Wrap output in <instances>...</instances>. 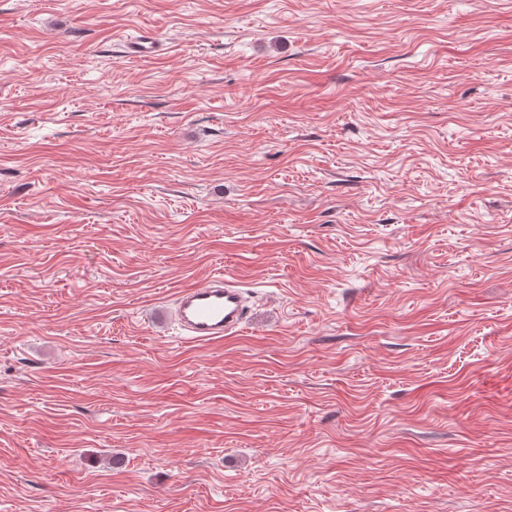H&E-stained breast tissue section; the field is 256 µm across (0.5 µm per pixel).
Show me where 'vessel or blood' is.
Instances as JSON below:
<instances>
[{
	"label": "vessel or blood",
	"instance_id": "obj_1",
	"mask_svg": "<svg viewBox=\"0 0 512 512\" xmlns=\"http://www.w3.org/2000/svg\"><path fill=\"white\" fill-rule=\"evenodd\" d=\"M256 293L235 278L218 274L179 290L170 320L185 344L207 345L237 335L246 325Z\"/></svg>",
	"mask_w": 512,
	"mask_h": 512
}]
</instances>
